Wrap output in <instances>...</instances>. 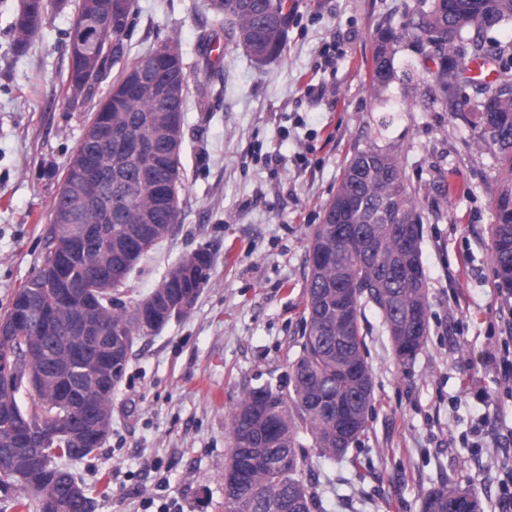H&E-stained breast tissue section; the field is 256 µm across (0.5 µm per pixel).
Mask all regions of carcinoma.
<instances>
[{"label":"carcinoma","mask_w":512,"mask_h":512,"mask_svg":"<svg viewBox=\"0 0 512 512\" xmlns=\"http://www.w3.org/2000/svg\"><path fill=\"white\" fill-rule=\"evenodd\" d=\"M424 7L405 23L402 31L380 27L376 31L370 72L371 85L381 93L396 77L395 46L412 40L431 62L422 70L427 82V101L469 121L475 143L492 151L498 163L499 190L493 199L497 215L491 229V259L495 276L512 272V42L487 39L495 29L512 24V0H422ZM68 0H21L11 25L12 47L24 53L45 22L64 11ZM293 0H232L226 17L236 46L257 62L278 58L285 47L294 20ZM134 0L114 10V0H77L74 19L66 31L68 80L83 78L79 69L82 48L93 34L112 41V64L125 62L119 77L100 99L94 118L112 116L131 137L149 130L164 133L166 118L160 115L154 97L138 88L134 74L142 55L129 57L127 39ZM112 17V27L106 26ZM159 53L154 79H188L178 40L166 39L151 48ZM480 61L495 77L486 80L468 75V64ZM184 166L182 149L157 146L155 164L142 172L125 149L112 144V209L101 213L89 209L83 222L95 231L86 244V254L72 266L73 287L89 292L99 289L92 265L105 256L119 279L105 292L104 313L95 317L101 335L112 339L118 357L112 363V386L122 380L134 345L147 335L140 314L164 292L179 302L185 297L196 303L215 260L209 250H195L182 257L177 272L166 271L158 286L146 297L123 299L122 288L143 255L172 234L179 224L180 191ZM69 206L56 194L45 235L46 253L32 277L14 294L0 313L9 317L19 300L45 275L54 254L68 247L67 227L57 220ZM421 221L418 200L407 183L399 157L375 145L358 148L347 162L335 194L323 209L322 223L309 236L308 274L303 330L298 351L290 363L291 388L269 383L248 389L231 413L232 446L228 459H251L247 480L224 489V512H312L313 495L304 482L313 467L300 451L301 436L312 439L317 457L326 461L344 458L370 426L374 382L366 359L364 310L373 304L396 356L413 359L429 330L430 304L425 277L408 281L393 275L405 265L422 268L420 248L408 252L401 244L399 228L406 226L419 237ZM26 329L10 346L0 345V366L14 364L18 374H0V455L15 448L19 423L53 424L63 414L49 384L32 388L30 376L55 379L71 376L69 363L72 337L59 328L39 339L42 357L27 358L32 337ZM26 389L31 404L21 405L17 394ZM82 400L106 403L110 395L97 390L90 375L80 376ZM350 405L354 423L347 432L336 421V403ZM98 449L78 447L67 437H57L36 449L44 465L27 472L28 480L49 494H33L38 512H54L53 504L66 505L65 512H94L93 499L65 466L66 460H81ZM471 508L484 512L479 494L471 488L443 486L428 491L422 512H448Z\"/></svg>","instance_id":"carcinoma-1"}]
</instances>
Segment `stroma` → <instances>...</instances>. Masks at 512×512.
Instances as JSON below:
<instances>
[{
  "label": "stroma",
  "mask_w": 512,
  "mask_h": 512,
  "mask_svg": "<svg viewBox=\"0 0 512 512\" xmlns=\"http://www.w3.org/2000/svg\"><path fill=\"white\" fill-rule=\"evenodd\" d=\"M18 3L0 0V311L44 257L47 214L98 104L69 112L61 100L72 9L17 55ZM295 3L282 55L260 64L209 0H135L130 54L177 39L188 91L179 224L126 294L148 295L193 250L215 264L190 313L134 347L109 437L68 467L95 512H219L230 412L249 387L287 385L310 231L354 148L374 144L398 155L422 212L430 327L403 363L366 308L372 427L346 459L314 460V512H420L443 484L475 486L484 512H499L512 495V295L490 253L497 161L468 124L426 105L421 79L370 86L376 29L400 28L419 0Z\"/></svg>",
  "instance_id": "obj_1"
}]
</instances>
